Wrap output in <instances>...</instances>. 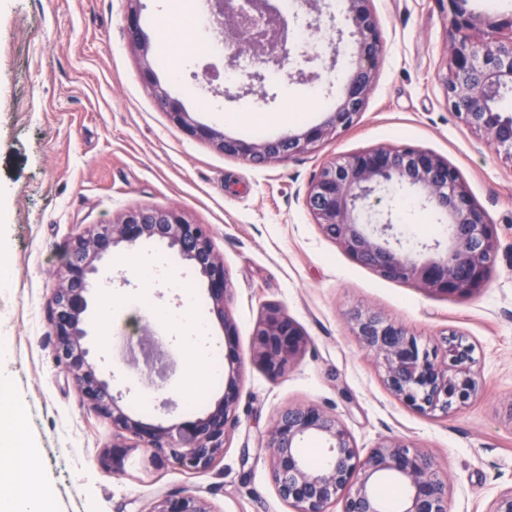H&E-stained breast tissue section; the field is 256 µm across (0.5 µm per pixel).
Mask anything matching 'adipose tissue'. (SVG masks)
Here are the masks:
<instances>
[{"instance_id":"ef3b65f1","label":"adipose tissue","mask_w":512,"mask_h":512,"mask_svg":"<svg viewBox=\"0 0 512 512\" xmlns=\"http://www.w3.org/2000/svg\"><path fill=\"white\" fill-rule=\"evenodd\" d=\"M17 418L0 421V458L21 462L0 471V512H51V492L35 477L32 449L20 447Z\"/></svg>"}]
</instances>
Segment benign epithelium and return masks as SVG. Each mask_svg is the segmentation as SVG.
<instances>
[{
	"mask_svg": "<svg viewBox=\"0 0 512 512\" xmlns=\"http://www.w3.org/2000/svg\"><path fill=\"white\" fill-rule=\"evenodd\" d=\"M126 24L139 51L144 83L172 124L190 137L214 145L224 155L250 163L285 162L312 152L353 124L363 112L383 51L381 29L372 0H343V16L350 28L351 59L343 93L322 123L277 139L257 142L232 139L217 128L193 120L180 101L157 81L152 49L140 27V0H126ZM471 0H448L451 45L442 83L448 107L470 128L487 136L512 159V115L494 102L512 93V13L473 11ZM219 18L224 41L225 69H239V57L250 48L257 67L241 80L261 79V71L284 72L296 52L288 19L265 0L258 7L271 12V27L249 42L247 18L234 0H208ZM508 32L509 37L501 34ZM408 184L419 193L421 205L438 212L448 224V238L421 248L420 259L388 240L391 219L376 215L379 193ZM304 206L322 233L359 264L385 278L414 281L447 298L477 295L487 286L499 241L486 211L473 197L459 171L447 159L410 146L373 147L326 162L310 182ZM145 239L164 241L189 261L207 280L212 311L233 341L236 328L228 316L231 287L224 261L215 252L209 231L183 213L164 208L133 207L110 224L85 227L74 238L54 288L50 321L55 339L54 358L71 376L84 403L130 435L155 458H165L192 472H206L224 458L226 430L240 396L244 362L234 351L226 355L224 396L203 416L175 427L145 423L128 415L122 397L101 376L98 363L84 345L85 313L91 278L114 248L133 247ZM353 330L362 346L379 362L384 382L410 409L424 414H448L464 405L476 391L472 348L445 340L442 356L432 355L402 324L371 311L352 315ZM302 327L281 308L269 306L254 330L258 364L272 380L280 378L306 349ZM316 437L324 444V461L309 465L300 443ZM270 471L280 498L295 512H328L340 501L342 512H386L375 491L376 482L390 476L406 491L400 512H449L448 483L431 457L400 441L390 440L360 458L346 426L321 407L309 404L283 409L268 432ZM130 446L115 442L105 450L103 464L117 467ZM151 512H214L207 499L192 492L168 494Z\"/></svg>",
	"mask_w": 512,
	"mask_h": 512,
	"instance_id": "benign-epithelium-1",
	"label": "benign epithelium"
}]
</instances>
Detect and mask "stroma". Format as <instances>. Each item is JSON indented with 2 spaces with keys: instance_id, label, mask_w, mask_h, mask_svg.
<instances>
[{
  "instance_id": "stroma-1",
  "label": "stroma",
  "mask_w": 512,
  "mask_h": 512,
  "mask_svg": "<svg viewBox=\"0 0 512 512\" xmlns=\"http://www.w3.org/2000/svg\"><path fill=\"white\" fill-rule=\"evenodd\" d=\"M141 25L159 83L191 117L230 138L275 139L323 122L340 98L350 60L335 54L341 0L310 14L309 39L325 60L294 78L248 87L225 78L224 54L181 61L163 56L158 27L167 0H141ZM383 52L357 121L313 152L253 165L225 156L170 123L145 87L125 23V0H9L0 10V249L11 280L0 288V360L8 383L0 407L23 412V437L52 493L51 512H151L164 493L193 491L214 512H292L269 468L268 431L288 406L316 404L350 431L360 455L389 439L429 454L448 481L450 512H489L512 487V162L449 112L441 78L449 30L446 0H374ZM412 145L448 159L488 213L499 253L486 288L467 299L429 294L354 261L303 206L324 162L376 146ZM405 247L444 240L445 226L409 186L387 198ZM134 206L169 208L210 230L229 275L228 313L244 373L223 461L191 473L130 452L124 470L101 463L119 433L83 403L53 356V288L75 235ZM168 262L193 288L219 355L224 329L205 278L167 243L144 240L103 261L89 297L86 344L120 392L125 411L174 427L203 415L223 395L189 360L186 340L162 318L184 305L168 279L143 289L134 275L148 258ZM148 300L172 366L162 389L147 388L124 359L135 305ZM277 306L311 344L283 376L253 359V330ZM368 308L404 325L428 346L455 334L473 348L478 389L448 415L426 416L399 402L361 346L350 315Z\"/></svg>"
}]
</instances>
